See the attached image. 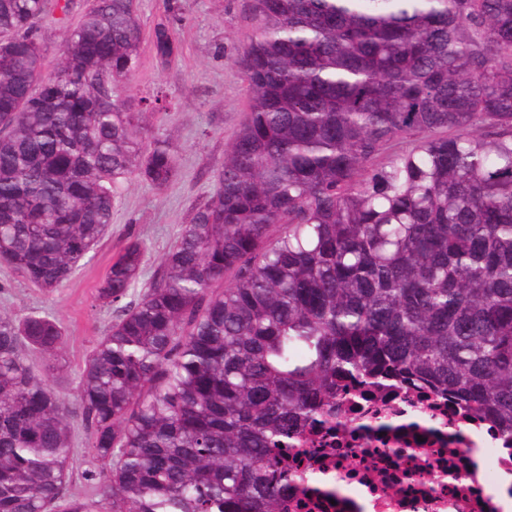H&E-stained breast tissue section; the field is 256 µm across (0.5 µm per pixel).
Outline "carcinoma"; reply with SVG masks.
Returning a JSON list of instances; mask_svg holds the SVG:
<instances>
[{
    "mask_svg": "<svg viewBox=\"0 0 512 512\" xmlns=\"http://www.w3.org/2000/svg\"><path fill=\"white\" fill-rule=\"evenodd\" d=\"M71 3L0 0V264L50 293L126 184L178 164L150 124L166 99L115 92L135 0H94L44 71L37 23ZM252 9L245 121L144 292L143 243L113 259L75 401L61 326L0 313V512H279V450L333 422L351 377L417 376L512 440V0ZM178 22L154 26L161 62ZM72 451H71V483L70 489L74 492H83L88 489L84 480V473L91 468V458L86 452V435L81 419L74 416L71 419Z\"/></svg>",
    "mask_w": 512,
    "mask_h": 512,
    "instance_id": "carcinoma-1",
    "label": "carcinoma"
}]
</instances>
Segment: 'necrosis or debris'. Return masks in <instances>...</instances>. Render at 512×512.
<instances>
[{"instance_id":"1","label":"necrosis or debris","mask_w":512,"mask_h":512,"mask_svg":"<svg viewBox=\"0 0 512 512\" xmlns=\"http://www.w3.org/2000/svg\"><path fill=\"white\" fill-rule=\"evenodd\" d=\"M336 414L283 450V512H503L512 450L492 419L414 379L350 381Z\"/></svg>"}]
</instances>
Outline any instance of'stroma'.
<instances>
[{
    "instance_id": "1",
    "label": "stroma",
    "mask_w": 512,
    "mask_h": 512,
    "mask_svg": "<svg viewBox=\"0 0 512 512\" xmlns=\"http://www.w3.org/2000/svg\"><path fill=\"white\" fill-rule=\"evenodd\" d=\"M177 6L183 22L177 28L179 51L168 65L154 55L155 24ZM140 62L120 95L131 104L164 93L166 111L152 119L153 129L172 135L178 170L159 189L135 178L112 216V227L92 259L80 267L62 290L48 293L0 265V311L15 317L39 314L62 328V359L73 393L74 379L97 339L111 323L109 308L95 305L94 295L112 259L130 241L146 245L141 284H148L163 255L175 241L194 207L212 192L211 173L224 160V149L245 119L248 85L238 66V48L252 34L251 0H139Z\"/></svg>"
}]
</instances>
